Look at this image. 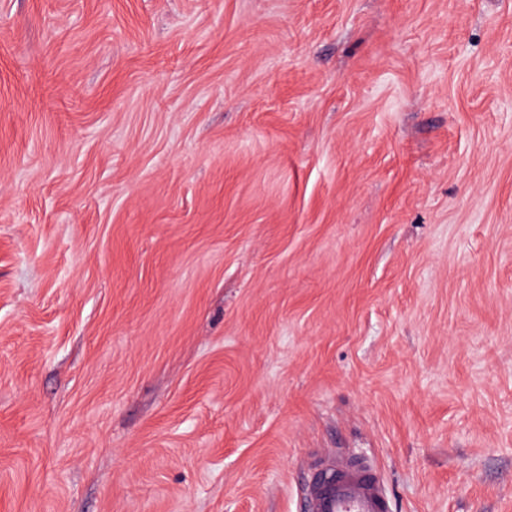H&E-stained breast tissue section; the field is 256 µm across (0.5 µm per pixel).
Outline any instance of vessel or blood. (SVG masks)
<instances>
[{
    "instance_id": "b4317fda",
    "label": "vessel or blood",
    "mask_w": 512,
    "mask_h": 512,
    "mask_svg": "<svg viewBox=\"0 0 512 512\" xmlns=\"http://www.w3.org/2000/svg\"><path fill=\"white\" fill-rule=\"evenodd\" d=\"M307 512H388L384 482L371 463L361 459L327 462L307 489Z\"/></svg>"
}]
</instances>
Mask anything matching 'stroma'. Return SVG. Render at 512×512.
<instances>
[{
    "label": "stroma",
    "instance_id": "obj_1",
    "mask_svg": "<svg viewBox=\"0 0 512 512\" xmlns=\"http://www.w3.org/2000/svg\"><path fill=\"white\" fill-rule=\"evenodd\" d=\"M512 512V0H0V512ZM307 512H388L383 479L361 459L328 461L310 480Z\"/></svg>",
    "mask_w": 512,
    "mask_h": 512
}]
</instances>
